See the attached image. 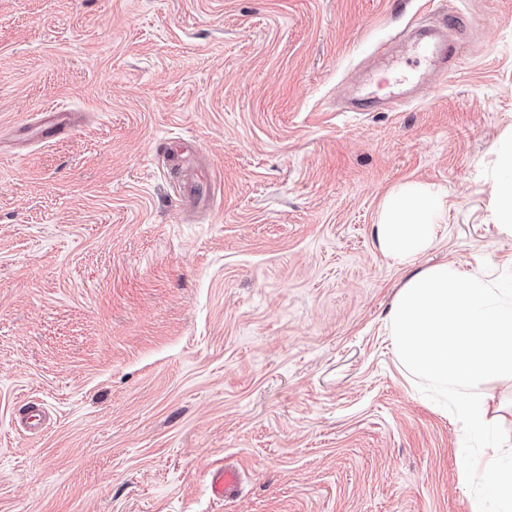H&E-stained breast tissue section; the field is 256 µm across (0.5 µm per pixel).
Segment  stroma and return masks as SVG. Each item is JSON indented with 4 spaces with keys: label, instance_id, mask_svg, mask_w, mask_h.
<instances>
[{
    "label": "stroma",
    "instance_id": "stroma-1",
    "mask_svg": "<svg viewBox=\"0 0 512 512\" xmlns=\"http://www.w3.org/2000/svg\"><path fill=\"white\" fill-rule=\"evenodd\" d=\"M457 10L422 101L340 111L379 44ZM56 105L70 136L18 134ZM511 133L512 0H0V512H470L461 427L388 313L435 264L503 273ZM406 182L448 209L404 265L376 223ZM495 152L498 180L489 204L490 221L500 233L512 236V179L503 178L505 170L512 172V133ZM241 482V473L235 467H220L214 470L210 479V491L213 500L224 501L234 494Z\"/></svg>",
    "mask_w": 512,
    "mask_h": 512
}]
</instances>
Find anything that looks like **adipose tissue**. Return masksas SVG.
<instances>
[{"mask_svg":"<svg viewBox=\"0 0 512 512\" xmlns=\"http://www.w3.org/2000/svg\"><path fill=\"white\" fill-rule=\"evenodd\" d=\"M446 200L442 192L408 182L384 198L377 236L385 254L404 264L430 248L444 230Z\"/></svg>","mask_w":512,"mask_h":512,"instance_id":"adipose-tissue-1","label":"adipose tissue"}]
</instances>
